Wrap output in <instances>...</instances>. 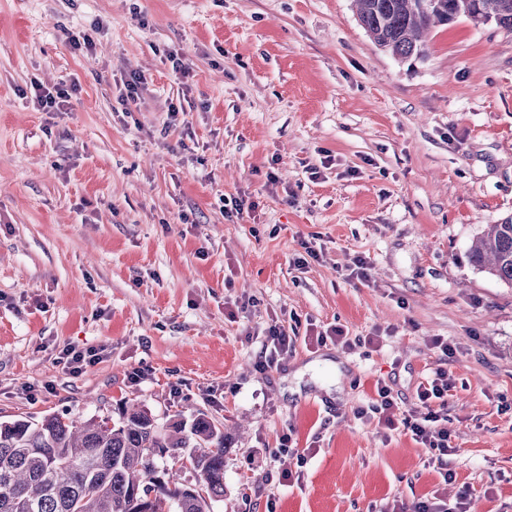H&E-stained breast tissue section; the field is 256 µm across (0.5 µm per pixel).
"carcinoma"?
Returning a JSON list of instances; mask_svg holds the SVG:
<instances>
[{
  "label": "carcinoma",
  "instance_id": "1",
  "mask_svg": "<svg viewBox=\"0 0 512 512\" xmlns=\"http://www.w3.org/2000/svg\"><path fill=\"white\" fill-rule=\"evenodd\" d=\"M359 22L381 49L420 58L438 25L478 15L512 30V0H354ZM473 267L512 285V217L489 224L469 250ZM188 454V480L158 459ZM224 432L201 414L159 427L138 402L119 422L48 414L0 422V512H211L224 497ZM201 486L194 496L190 487Z\"/></svg>",
  "mask_w": 512,
  "mask_h": 512
}]
</instances>
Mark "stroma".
Masks as SVG:
<instances>
[{
    "instance_id": "obj_1",
    "label": "stroma",
    "mask_w": 512,
    "mask_h": 512,
    "mask_svg": "<svg viewBox=\"0 0 512 512\" xmlns=\"http://www.w3.org/2000/svg\"><path fill=\"white\" fill-rule=\"evenodd\" d=\"M36 82L71 87L64 111L38 110ZM509 216L512 31L460 18L401 60L351 0H0V420L205 414L229 448L212 512L465 489L471 512H512V287L467 258ZM276 321L296 338L261 374ZM332 326L350 347L318 342ZM70 346L99 356L68 374ZM443 360L444 461L357 417L379 381L416 410Z\"/></svg>"
}]
</instances>
